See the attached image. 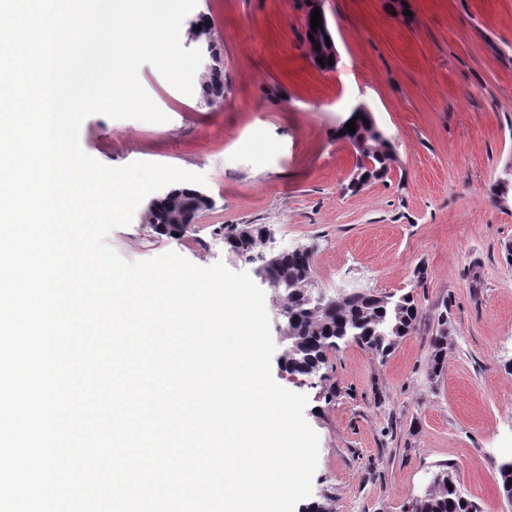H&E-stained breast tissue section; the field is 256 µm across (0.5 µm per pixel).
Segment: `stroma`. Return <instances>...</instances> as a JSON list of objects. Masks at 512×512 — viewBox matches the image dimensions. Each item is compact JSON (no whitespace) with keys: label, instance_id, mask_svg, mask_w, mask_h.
I'll return each instance as SVG.
<instances>
[{"label":"stroma","instance_id":"obj_1","mask_svg":"<svg viewBox=\"0 0 512 512\" xmlns=\"http://www.w3.org/2000/svg\"><path fill=\"white\" fill-rule=\"evenodd\" d=\"M303 2L197 0L223 52L222 106L145 64L139 80L166 122L83 121L80 145L98 162L201 174L215 201L183 237L137 214L106 241L127 262L173 251L209 267L227 259L215 228L270 224L282 245L312 251L327 293L412 292L420 319L389 357L354 344L330 357L335 397L271 365L279 386L307 397L319 437L310 501L404 512L447 470L481 512H512L497 481L512 459V205L492 195L512 162V0H325L330 71L303 52ZM359 102L397 162L353 193L336 127Z\"/></svg>","mask_w":512,"mask_h":512}]
</instances>
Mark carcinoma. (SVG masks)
<instances>
[{
    "mask_svg": "<svg viewBox=\"0 0 512 512\" xmlns=\"http://www.w3.org/2000/svg\"><path fill=\"white\" fill-rule=\"evenodd\" d=\"M362 118L368 124L356 126V132L336 127V139L353 141L358 131L371 133L372 168L354 160L359 179L369 181L388 173L395 162L391 138L383 131L371 111ZM263 224H231L216 229L224 244L260 273L271 275L276 306L285 312L281 336L285 344L283 367L291 374L319 382L330 380L329 357L343 347L355 343L371 353L386 358L398 343L410 335L420 311L414 296L377 295L354 288L330 296L323 307L310 299L313 279V255L300 247L288 252H275L264 239ZM447 336L432 337L431 370L442 365V353ZM499 488L503 498L512 504V461L498 467ZM408 512H480L479 506L453 485L450 474H443L433 487L412 499Z\"/></svg>",
    "mask_w": 512,
    "mask_h": 512,
    "instance_id": "carcinoma-1",
    "label": "carcinoma"
}]
</instances>
